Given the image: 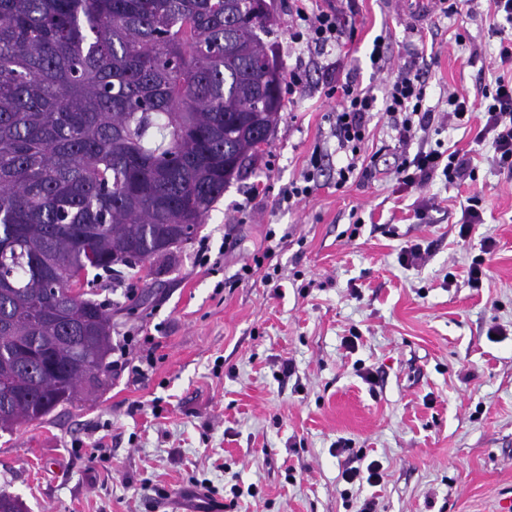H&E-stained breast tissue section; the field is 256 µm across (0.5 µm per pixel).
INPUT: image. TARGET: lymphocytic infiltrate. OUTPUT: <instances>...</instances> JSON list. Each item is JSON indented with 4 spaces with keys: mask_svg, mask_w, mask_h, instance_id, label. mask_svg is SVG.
Instances as JSON below:
<instances>
[{
    "mask_svg": "<svg viewBox=\"0 0 512 512\" xmlns=\"http://www.w3.org/2000/svg\"><path fill=\"white\" fill-rule=\"evenodd\" d=\"M296 22L290 34L295 44L305 45L308 52L321 57L339 47L344 25L336 10L308 11L295 8ZM326 97L336 98V111L330 135L343 163L336 171L337 187H344L362 160L366 139V123L376 108L377 99L366 89L351 84L328 82ZM482 103L484 124L478 130L477 142H490L493 162L499 170L512 174V77H498L494 90L484 92ZM384 112L400 147L423 139L433 124L446 120L462 126L470 121L472 106L467 99L449 95L448 108L438 112L426 104V88L415 63H403L390 77L385 91ZM455 183L473 179L474 167L467 154L459 151L418 150L413 157H402L396 176L413 187L432 181L436 175Z\"/></svg>",
    "mask_w": 512,
    "mask_h": 512,
    "instance_id": "lymphocytic-infiltrate-1",
    "label": "lymphocytic infiltrate"
}]
</instances>
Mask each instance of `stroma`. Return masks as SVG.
Instances as JSON below:
<instances>
[{
  "label": "stroma",
  "instance_id": "1",
  "mask_svg": "<svg viewBox=\"0 0 512 512\" xmlns=\"http://www.w3.org/2000/svg\"><path fill=\"white\" fill-rule=\"evenodd\" d=\"M274 4L281 67L302 66L306 87L286 97L262 161L227 185L190 244L148 262L147 281L127 269L90 283L130 367L82 406L0 431V490L27 512H358L366 500L375 512H500L512 500V175L474 140L481 111L404 148L377 112L368 175L337 187L336 102L323 94L334 79L384 97L412 59L432 109L452 93L479 101L500 73L494 4L463 21L438 0H309L335 6L345 28L322 58L291 43L292 0ZM422 145L469 153L474 180L402 184L400 156ZM315 152L317 189L282 205ZM475 193L483 221L463 238ZM489 240L475 288L469 265ZM413 244L422 260L401 265ZM140 296L135 315L123 312ZM147 358V377H135ZM373 460L378 484L343 480Z\"/></svg>",
  "mask_w": 512,
  "mask_h": 512
}]
</instances>
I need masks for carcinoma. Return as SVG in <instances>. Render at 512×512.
Segmentation results:
<instances>
[{
    "instance_id": "1",
    "label": "carcinoma",
    "mask_w": 512,
    "mask_h": 512,
    "mask_svg": "<svg viewBox=\"0 0 512 512\" xmlns=\"http://www.w3.org/2000/svg\"><path fill=\"white\" fill-rule=\"evenodd\" d=\"M257 2L0 0L1 431L110 378L89 270L184 248L269 144L283 72ZM175 224L193 233L158 249Z\"/></svg>"
}]
</instances>
